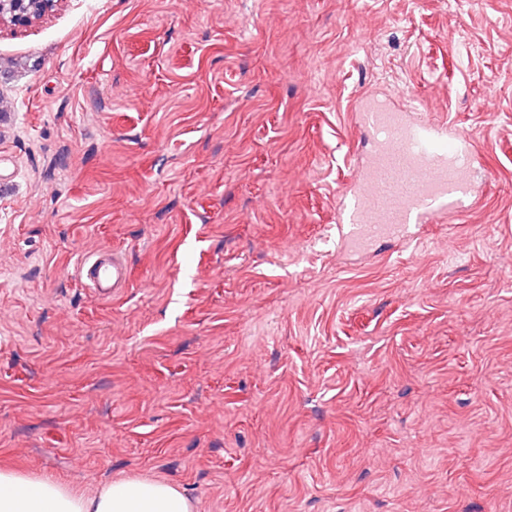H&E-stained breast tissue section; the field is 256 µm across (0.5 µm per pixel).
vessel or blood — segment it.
<instances>
[{
    "label": "vessel or blood",
    "mask_w": 512,
    "mask_h": 512,
    "mask_svg": "<svg viewBox=\"0 0 512 512\" xmlns=\"http://www.w3.org/2000/svg\"><path fill=\"white\" fill-rule=\"evenodd\" d=\"M354 125L371 134L375 149L357 167L349 191L353 206L340 230L350 244L416 237L426 225L446 222L458 199L472 195L473 144L453 125L373 95L355 104ZM77 273L104 297L129 279L118 249L86 257Z\"/></svg>",
    "instance_id": "1"
}]
</instances>
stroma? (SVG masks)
<instances>
[{
	"label": "stroma",
	"instance_id": "1",
	"mask_svg": "<svg viewBox=\"0 0 512 512\" xmlns=\"http://www.w3.org/2000/svg\"><path fill=\"white\" fill-rule=\"evenodd\" d=\"M0 57L1 468L512 512V0H63ZM371 92L474 140L475 205L355 252ZM77 273L88 288L104 297L115 296L121 288H125L129 279L123 253L116 248L106 255L86 257L78 266Z\"/></svg>",
	"mask_w": 512,
	"mask_h": 512
}]
</instances>
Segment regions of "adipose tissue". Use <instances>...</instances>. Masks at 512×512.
<instances>
[{
  "mask_svg": "<svg viewBox=\"0 0 512 512\" xmlns=\"http://www.w3.org/2000/svg\"><path fill=\"white\" fill-rule=\"evenodd\" d=\"M0 512H194L170 481L121 477L86 492L70 485L0 468Z\"/></svg>",
  "mask_w": 512,
  "mask_h": 512,
  "instance_id": "adipose-tissue-1",
  "label": "adipose tissue"
}]
</instances>
